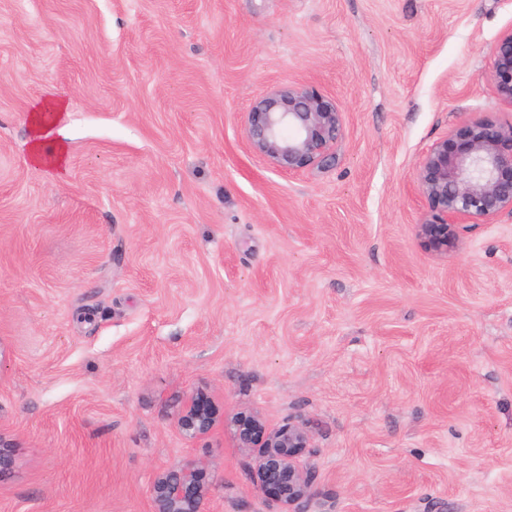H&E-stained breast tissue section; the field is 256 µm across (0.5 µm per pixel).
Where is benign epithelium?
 Here are the masks:
<instances>
[{"instance_id": "1", "label": "benign epithelium", "mask_w": 512, "mask_h": 512, "mask_svg": "<svg viewBox=\"0 0 512 512\" xmlns=\"http://www.w3.org/2000/svg\"><path fill=\"white\" fill-rule=\"evenodd\" d=\"M490 77L499 96L512 103V30L498 40ZM344 113L303 85L275 88L256 99L247 113L245 134L251 149L273 169L294 172L336 163ZM418 186L428 214L416 225L418 238L431 250L448 254L464 224H491L512 214V124L480 118L461 125L433 144L422 158ZM217 424L208 397L192 394L178 420L182 432L196 438ZM237 447L256 451L254 479L272 497L278 512H306L313 498L310 474L300 457L310 447L307 423L293 421L269 430L251 412L230 421ZM202 462L189 458L159 473L152 484L154 512H205L209 494L201 481Z\"/></svg>"}]
</instances>
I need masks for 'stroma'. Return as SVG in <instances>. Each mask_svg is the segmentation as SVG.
<instances>
[{
	"label": "stroma",
	"mask_w": 512,
	"mask_h": 512,
	"mask_svg": "<svg viewBox=\"0 0 512 512\" xmlns=\"http://www.w3.org/2000/svg\"><path fill=\"white\" fill-rule=\"evenodd\" d=\"M512 0H0V512H277L224 418L305 419L308 512H512V215L424 248L426 151L512 123ZM304 84L335 165L285 174L246 114ZM66 174L23 160L48 91ZM205 390L220 423L177 426ZM490 77L499 96L512 103V30L505 32L496 44ZM202 462L189 458L159 473L152 484L154 512H205L208 487L201 481Z\"/></svg>",
	"instance_id": "stroma-1"
}]
</instances>
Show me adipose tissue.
I'll return each mask as SVG.
<instances>
[{"instance_id": "obj_1", "label": "adipose tissue", "mask_w": 512, "mask_h": 512, "mask_svg": "<svg viewBox=\"0 0 512 512\" xmlns=\"http://www.w3.org/2000/svg\"><path fill=\"white\" fill-rule=\"evenodd\" d=\"M27 164L59 175L68 164L70 130L67 103L59 93H47L28 117Z\"/></svg>"}]
</instances>
